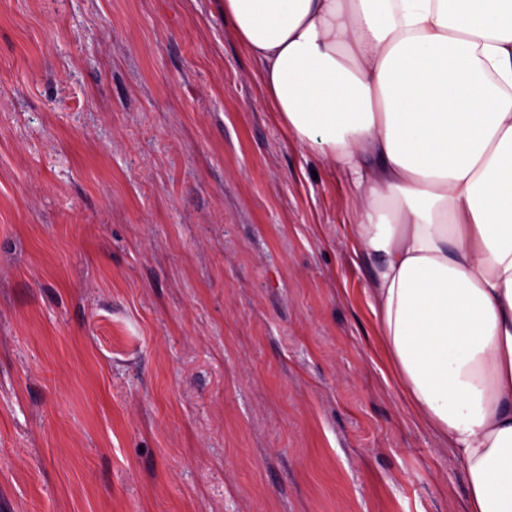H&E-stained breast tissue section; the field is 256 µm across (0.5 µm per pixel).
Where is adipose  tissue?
I'll return each instance as SVG.
<instances>
[{
  "label": "adipose tissue",
  "mask_w": 512,
  "mask_h": 512,
  "mask_svg": "<svg viewBox=\"0 0 512 512\" xmlns=\"http://www.w3.org/2000/svg\"><path fill=\"white\" fill-rule=\"evenodd\" d=\"M289 136L356 200L349 231L417 418L466 512H512V0H224Z\"/></svg>",
  "instance_id": "ef3b65f1"
}]
</instances>
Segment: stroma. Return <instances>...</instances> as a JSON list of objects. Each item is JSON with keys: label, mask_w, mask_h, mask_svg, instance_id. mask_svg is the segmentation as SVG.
I'll use <instances>...</instances> for the list:
<instances>
[{"label": "stroma", "mask_w": 512, "mask_h": 512, "mask_svg": "<svg viewBox=\"0 0 512 512\" xmlns=\"http://www.w3.org/2000/svg\"><path fill=\"white\" fill-rule=\"evenodd\" d=\"M221 2L0 0V512H464Z\"/></svg>", "instance_id": "35a3bbf8"}]
</instances>
